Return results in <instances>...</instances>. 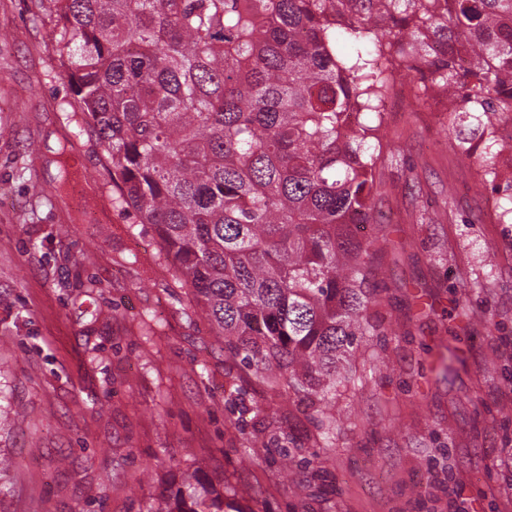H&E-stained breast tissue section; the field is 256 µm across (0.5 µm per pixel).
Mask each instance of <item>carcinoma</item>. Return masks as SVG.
I'll list each match as a JSON object with an SVG mask.
<instances>
[{
	"mask_svg": "<svg viewBox=\"0 0 512 512\" xmlns=\"http://www.w3.org/2000/svg\"><path fill=\"white\" fill-rule=\"evenodd\" d=\"M58 15L70 106L118 204L150 224L198 313L255 376L329 410L378 296L379 113L398 79L446 96L457 137L512 115V0H36ZM362 47L336 53L337 35ZM468 53L475 91L459 83ZM482 174L498 188L491 139ZM147 512H224L188 476Z\"/></svg>",
	"mask_w": 512,
	"mask_h": 512,
	"instance_id": "carcinoma-1",
	"label": "carcinoma"
}]
</instances>
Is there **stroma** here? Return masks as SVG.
Wrapping results in <instances>:
<instances>
[{"label":"stroma","instance_id":"1","mask_svg":"<svg viewBox=\"0 0 512 512\" xmlns=\"http://www.w3.org/2000/svg\"><path fill=\"white\" fill-rule=\"evenodd\" d=\"M62 53L53 14L0 0V512H146L190 473L224 512H512V192L452 151L443 99L414 80L382 119L379 330L326 417L225 355L115 203Z\"/></svg>","mask_w":512,"mask_h":512}]
</instances>
